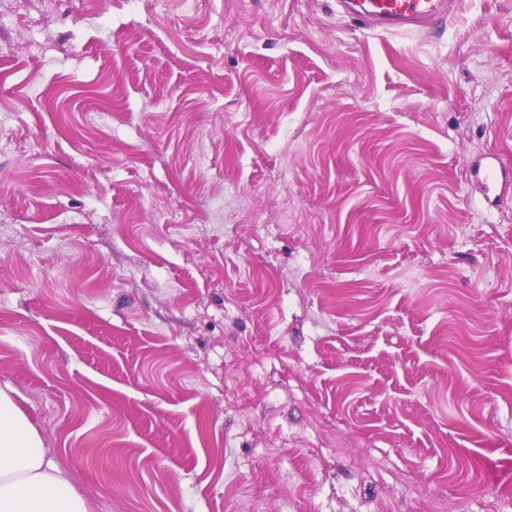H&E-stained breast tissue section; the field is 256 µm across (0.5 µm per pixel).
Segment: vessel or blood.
<instances>
[{
	"label": "vessel or blood",
	"instance_id": "1",
	"mask_svg": "<svg viewBox=\"0 0 512 512\" xmlns=\"http://www.w3.org/2000/svg\"><path fill=\"white\" fill-rule=\"evenodd\" d=\"M362 15L386 32H407L419 22L443 15L444 0H360Z\"/></svg>",
	"mask_w": 512,
	"mask_h": 512
}]
</instances>
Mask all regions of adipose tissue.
Segmentation results:
<instances>
[{
    "mask_svg": "<svg viewBox=\"0 0 512 512\" xmlns=\"http://www.w3.org/2000/svg\"><path fill=\"white\" fill-rule=\"evenodd\" d=\"M37 431L0 390V512H90L63 473L45 461Z\"/></svg>",
    "mask_w": 512,
    "mask_h": 512,
    "instance_id": "obj_1",
    "label": "adipose tissue"
}]
</instances>
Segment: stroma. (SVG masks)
I'll use <instances>...</instances> for the list:
<instances>
[{"label": "stroma", "instance_id": "obj_1", "mask_svg": "<svg viewBox=\"0 0 512 512\" xmlns=\"http://www.w3.org/2000/svg\"><path fill=\"white\" fill-rule=\"evenodd\" d=\"M512 0H0V388L91 512H512ZM364 18L385 32H407L419 22L446 14L443 0H360Z\"/></svg>", "mask_w": 512, "mask_h": 512}]
</instances>
